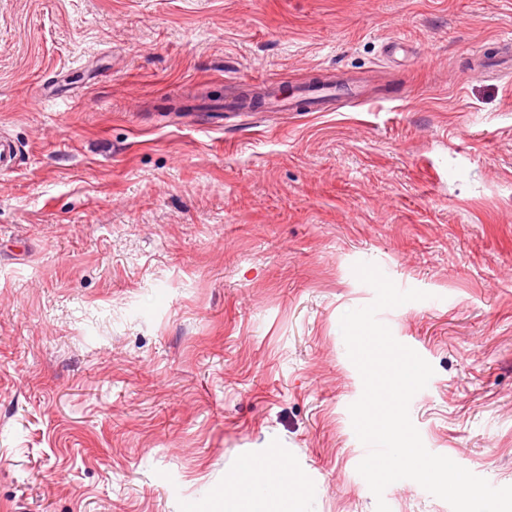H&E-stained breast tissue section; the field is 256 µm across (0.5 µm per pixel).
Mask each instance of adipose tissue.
I'll return each instance as SVG.
<instances>
[{
  "mask_svg": "<svg viewBox=\"0 0 512 512\" xmlns=\"http://www.w3.org/2000/svg\"><path fill=\"white\" fill-rule=\"evenodd\" d=\"M283 466L268 462L261 466L256 478L267 484L268 493L251 495L240 487L220 493L215 501L216 512H288V496L292 491L288 482L282 480Z\"/></svg>",
  "mask_w": 512,
  "mask_h": 512,
  "instance_id": "adipose-tissue-1",
  "label": "adipose tissue"
}]
</instances>
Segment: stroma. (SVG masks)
Returning a JSON list of instances; mask_svg holds the SVG:
<instances>
[{
	"label": "stroma",
	"mask_w": 512,
	"mask_h": 512,
	"mask_svg": "<svg viewBox=\"0 0 512 512\" xmlns=\"http://www.w3.org/2000/svg\"><path fill=\"white\" fill-rule=\"evenodd\" d=\"M512 0H0V512H188L242 455L376 512L340 330L434 374L426 448L512 485ZM353 82L330 112L222 108ZM391 512H452L418 483Z\"/></svg>",
	"instance_id": "35a3bbf8"
}]
</instances>
